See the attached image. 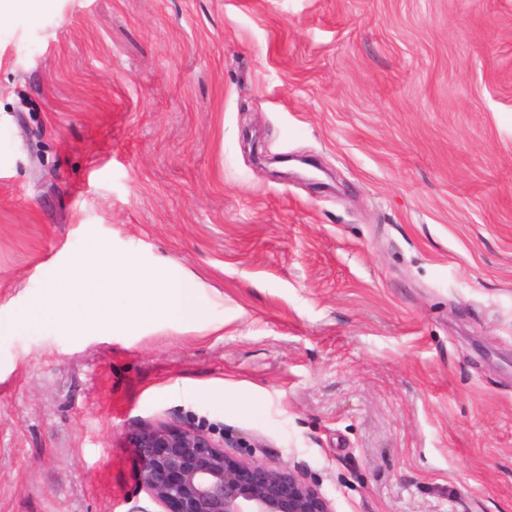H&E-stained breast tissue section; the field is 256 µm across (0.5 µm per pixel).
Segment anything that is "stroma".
<instances>
[{
    "label": "stroma",
    "instance_id": "stroma-1",
    "mask_svg": "<svg viewBox=\"0 0 512 512\" xmlns=\"http://www.w3.org/2000/svg\"><path fill=\"white\" fill-rule=\"evenodd\" d=\"M94 242L224 327L0 335V512H163L128 443L160 422L335 512H512V0L0 22V311Z\"/></svg>",
    "mask_w": 512,
    "mask_h": 512
}]
</instances>
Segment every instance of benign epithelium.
<instances>
[{
  "label": "benign epithelium",
  "mask_w": 512,
  "mask_h": 512,
  "mask_svg": "<svg viewBox=\"0 0 512 512\" xmlns=\"http://www.w3.org/2000/svg\"><path fill=\"white\" fill-rule=\"evenodd\" d=\"M131 447L140 485L166 512H335L296 469L245 462L191 427L147 425Z\"/></svg>",
  "instance_id": "obj_1"
}]
</instances>
